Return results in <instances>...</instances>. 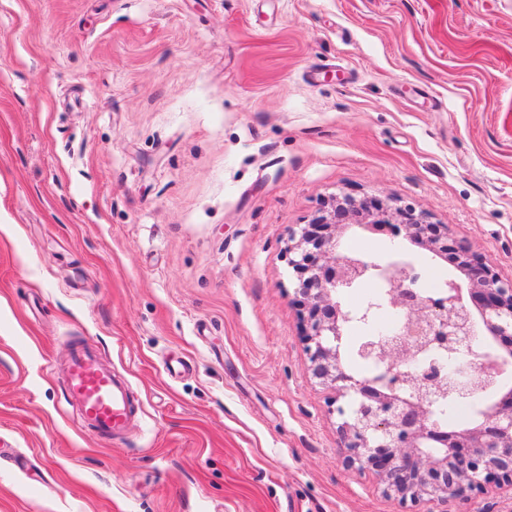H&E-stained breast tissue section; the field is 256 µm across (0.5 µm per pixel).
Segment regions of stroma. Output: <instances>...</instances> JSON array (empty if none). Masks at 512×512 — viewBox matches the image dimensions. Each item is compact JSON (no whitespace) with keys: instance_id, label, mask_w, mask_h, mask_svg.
<instances>
[{"instance_id":"stroma-1","label":"stroma","mask_w":512,"mask_h":512,"mask_svg":"<svg viewBox=\"0 0 512 512\" xmlns=\"http://www.w3.org/2000/svg\"><path fill=\"white\" fill-rule=\"evenodd\" d=\"M341 194L512 278V0H0V512H402L293 303ZM78 340L130 382L121 439L64 400Z\"/></svg>"}]
</instances>
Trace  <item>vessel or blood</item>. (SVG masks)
<instances>
[{
  "instance_id": "obj_1",
  "label": "vessel or blood",
  "mask_w": 512,
  "mask_h": 512,
  "mask_svg": "<svg viewBox=\"0 0 512 512\" xmlns=\"http://www.w3.org/2000/svg\"><path fill=\"white\" fill-rule=\"evenodd\" d=\"M65 401L77 411L80 427L105 439H117L134 419L131 391L126 378L105 365L98 352L72 344L63 364Z\"/></svg>"
}]
</instances>
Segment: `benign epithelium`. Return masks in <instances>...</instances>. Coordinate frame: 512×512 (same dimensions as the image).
Returning a JSON list of instances; mask_svg holds the SVG:
<instances>
[{"mask_svg":"<svg viewBox=\"0 0 512 512\" xmlns=\"http://www.w3.org/2000/svg\"><path fill=\"white\" fill-rule=\"evenodd\" d=\"M385 227L393 239L451 262L465 276L437 294L423 291L412 257L379 261L340 249L345 231ZM288 264L298 280L302 336L312 375L331 388L336 432L349 467L368 471L383 493L417 505L449 500L488 487L512 488V390L481 409L470 426L444 428L434 406L444 398L472 399L498 390L512 367V280L482 257L448 239V225L430 224L407 207H389L344 195L288 241ZM356 283L386 289L401 316L396 328L361 347L374 375L347 371L341 347L346 326L368 311L343 308L344 291ZM505 347L501 353L478 337ZM429 352L458 356L447 368Z\"/></svg>","mask_w":512,"mask_h":512,"instance_id":"benign-epithelium-1","label":"benign epithelium"}]
</instances>
